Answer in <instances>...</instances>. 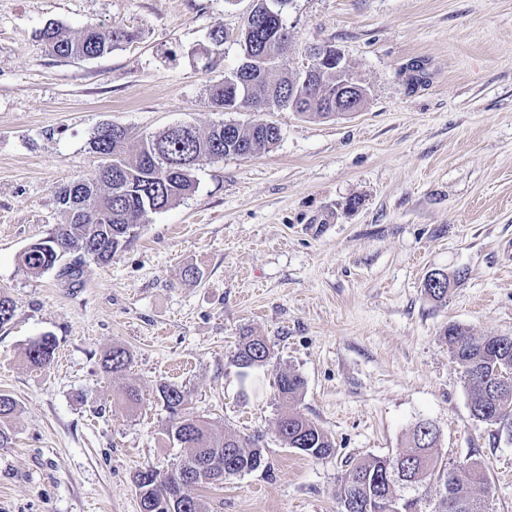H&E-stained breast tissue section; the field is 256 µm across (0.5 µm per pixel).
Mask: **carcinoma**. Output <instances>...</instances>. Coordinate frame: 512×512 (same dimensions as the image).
Masks as SVG:
<instances>
[{"label":"carcinoma","instance_id":"carcinoma-1","mask_svg":"<svg viewBox=\"0 0 512 512\" xmlns=\"http://www.w3.org/2000/svg\"><path fill=\"white\" fill-rule=\"evenodd\" d=\"M276 15H267L240 31L237 42L241 63L229 74L206 86L213 107L222 110L247 109L261 113L273 101L307 118H331L336 113L326 104L345 94L343 77L331 66L316 76L303 91L293 90L296 78L286 74L275 78L276 60L291 40L283 19L291 0H280ZM48 50L59 58L94 59L111 52L116 45L133 39V34L114 27L104 31L86 26L72 36L60 27L48 26L41 32ZM281 130L266 120L226 128L214 124L202 132L192 124L176 133L166 128L157 133L134 134L116 123H104L91 139L92 150L103 158L101 167L90 176L75 179L56 191L64 223L30 244L19 256L21 268L40 275L60 266L59 276L77 285L82 282L87 260L105 265L136 237L148 214L183 200L195 192L193 170L198 161L222 160L228 156L257 155L277 143ZM69 258L61 263L63 258ZM452 359L463 369L468 386L471 415L482 422L512 423V391L491 393L498 376L512 367V345L502 346L501 336L476 337L460 325L443 331ZM56 348L55 340L44 337L27 351L31 365L48 366ZM271 347L263 336L240 337L234 362L242 380L263 367ZM130 355L116 346L105 354L106 372L123 374ZM305 388L304 378L288 368L277 379L280 417L277 432L290 448L316 459L330 455L334 441L315 422L300 414L292 404ZM159 399L168 413L167 435L188 448L177 467L165 474L140 469L133 484L140 499L141 512H155L159 502L169 499L173 512H211L209 503L194 493L204 485H217L231 476L252 472L265 463L260 437L215 433L203 417L190 407V395L179 385L158 387ZM436 427L420 422L412 429L408 447L394 456H367L346 472L340 491L341 512H489L476 487L487 483L481 464L450 467L435 451ZM435 484L440 489L438 504L427 510L426 490Z\"/></svg>","mask_w":512,"mask_h":512}]
</instances>
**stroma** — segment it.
<instances>
[{
    "label": "stroma",
    "mask_w": 512,
    "mask_h": 512,
    "mask_svg": "<svg viewBox=\"0 0 512 512\" xmlns=\"http://www.w3.org/2000/svg\"><path fill=\"white\" fill-rule=\"evenodd\" d=\"M252 0H0V393L18 403L0 447V512H140L132 477L167 472L157 388L190 393L218 432L262 435L264 468L204 489L212 512H339L359 458L393 455L422 420L448 463L480 462L490 512H512V438L474 419L462 370L441 339L512 336V0H291L283 70L306 49L340 51L368 90L360 112L307 119L266 113L281 130L261 154L204 160L192 195L149 214L139 236L72 287L27 274L20 253L63 217L58 187L89 174L107 122L137 133L189 123L246 124L205 88L240 62ZM134 32L95 59L52 56L51 24ZM223 27L219 62L206 55ZM196 277H188L187 268ZM434 270L461 279L436 301ZM268 363L242 381L243 330ZM56 341L49 367L30 344ZM131 357L112 376V347ZM306 381L296 408L335 442L315 459L279 439L276 379ZM136 382L141 405L120 394Z\"/></svg>",
    "instance_id": "stroma-1"
}]
</instances>
